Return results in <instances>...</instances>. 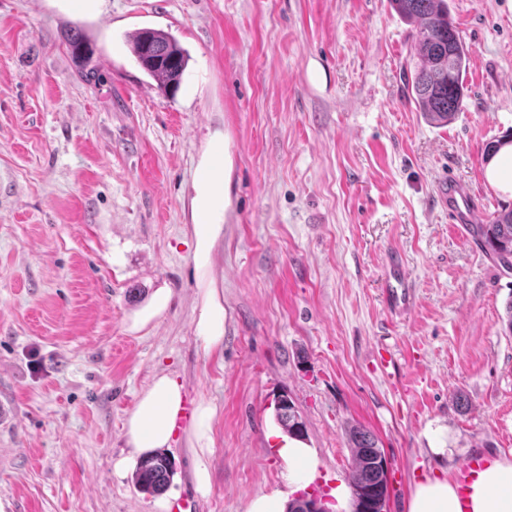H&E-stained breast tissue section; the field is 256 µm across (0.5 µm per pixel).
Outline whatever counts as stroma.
I'll return each mask as SVG.
<instances>
[{"label":"stroma","instance_id":"stroma-1","mask_svg":"<svg viewBox=\"0 0 512 512\" xmlns=\"http://www.w3.org/2000/svg\"><path fill=\"white\" fill-rule=\"evenodd\" d=\"M447 3L467 97L440 125L407 88L416 28L389 0H0V512H153L112 461L160 375L217 410L211 448L180 430L167 450L197 512L282 485L283 394L328 503L354 426L389 462L390 512L467 461L512 460V271L436 197L448 173L483 220L512 208L485 151L512 134V0ZM144 27L190 55L175 95L130 51ZM199 224L224 227L206 257ZM394 253L416 288L401 318L382 295ZM203 288L224 306L210 352ZM275 418L278 424L289 434L295 437H303L304 426L294 404L284 408H275Z\"/></svg>","mask_w":512,"mask_h":512}]
</instances>
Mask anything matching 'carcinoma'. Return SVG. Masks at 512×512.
<instances>
[{"label":"carcinoma","mask_w":512,"mask_h":512,"mask_svg":"<svg viewBox=\"0 0 512 512\" xmlns=\"http://www.w3.org/2000/svg\"><path fill=\"white\" fill-rule=\"evenodd\" d=\"M392 9L417 24L415 47L418 64L412 80V93L419 108L433 122L447 123L462 111L465 99L463 74L467 55L453 23L448 18L446 0H390ZM66 42L71 51L91 62L82 32L69 30ZM132 53L142 69L165 92L178 89L188 66L190 55L171 33L144 28L130 37ZM472 233L486 253L499 264L512 270V209L493 214L490 223L473 226ZM278 424L290 435L301 437L304 426L295 406L275 409ZM352 452V496L373 491L388 495V477L376 460L384 456L375 435L362 427H353L348 434ZM174 467L162 451L143 458L135 472L134 484L139 491L155 494L168 486Z\"/></svg>","instance_id":"1"}]
</instances>
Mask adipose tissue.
<instances>
[{"label": "adipose tissue", "mask_w": 512, "mask_h": 512, "mask_svg": "<svg viewBox=\"0 0 512 512\" xmlns=\"http://www.w3.org/2000/svg\"><path fill=\"white\" fill-rule=\"evenodd\" d=\"M197 327L206 349L221 346L224 309L217 289H205ZM182 407L180 384L166 375L156 377L125 421L129 451L114 461L113 474L124 477L141 455L169 445ZM278 455L285 469L284 488L256 495L245 512H282L288 495L314 480L318 460L311 449L288 441L279 448ZM408 512H512V461H490L483 469L473 472L463 486L449 476L427 480L416 487Z\"/></svg>", "instance_id": "adipose-tissue-1"}]
</instances>
